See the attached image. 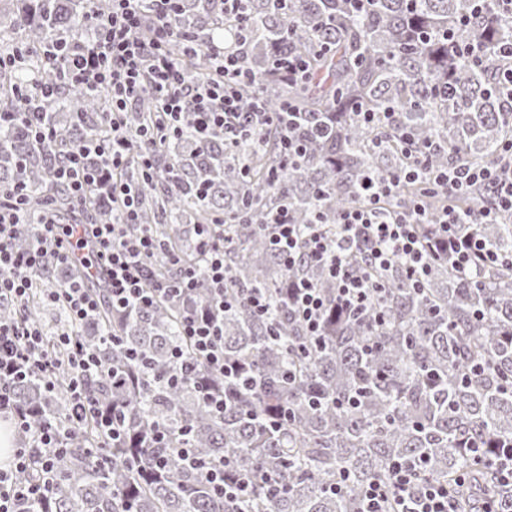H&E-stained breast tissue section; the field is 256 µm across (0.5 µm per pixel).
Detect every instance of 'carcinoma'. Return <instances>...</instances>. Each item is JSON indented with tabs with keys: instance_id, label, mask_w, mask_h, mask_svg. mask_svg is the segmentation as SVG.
<instances>
[{
	"instance_id": "cac0c4a2",
	"label": "carcinoma",
	"mask_w": 512,
	"mask_h": 512,
	"mask_svg": "<svg viewBox=\"0 0 512 512\" xmlns=\"http://www.w3.org/2000/svg\"><path fill=\"white\" fill-rule=\"evenodd\" d=\"M0 12V31L18 28L26 58L0 75L10 83L32 81L61 88L46 109L59 130L53 145L35 141L22 123L0 129V186L21 183L37 215L51 203L62 219L76 211L68 191L48 184L64 151L96 138L107 99L67 85L58 64L28 55L83 35L82 20L102 9L95 0H16ZM246 29L238 49L261 86L239 87L242 111L261 106L280 112L288 101L305 113L299 132L304 152L270 184L280 154V132L269 129L262 145L241 140L224 148L220 135L203 137L196 116L183 114L180 133L155 149L157 175L143 189L139 222L163 245L185 258L195 254L198 232L212 224L224 236V292L234 296L224 312V357L245 361L257 386L218 415L194 381L167 385L171 350L187 347L180 336L183 304H204L206 288L182 303L162 300L127 320L103 301L79 335L102 370L85 391L112 406L122 435L110 445L92 426L74 432L57 457L53 497L45 512H361L364 486L395 461L415 460L422 476L448 484L473 507L497 497L498 512H512V493L496 490L495 449L512 448V264L460 278L437 261L423 287L414 289L397 265L380 274L384 301L341 323L327 324L315 341L281 298L286 283L306 278L328 296L335 283L312 263L285 266L271 244L269 213L285 206L292 223L320 221L336 232V217L359 198L369 177L384 179L406 161L401 147L375 151L380 136L409 133L435 168L489 166L502 161L512 140V108L496 92L499 68L479 65L446 40L480 41L492 47L512 40V21L488 9L472 15L474 0H372L363 13L347 0H242ZM176 24L197 38V51L182 59L189 76L203 71L211 37L231 43L233 27L221 25L224 0H176ZM293 52L312 63L304 87L268 77L274 56ZM393 112L392 123H365L359 111ZM152 96L126 116L131 134L158 119ZM423 195L436 212L493 206L490 185L463 196L423 191L407 184L401 203ZM108 199L82 211L90 224L112 221ZM476 231L501 255H512V217ZM59 284L52 274L34 281L28 302L0 303V318L25 309L41 323L44 293ZM272 295L268 314L252 308L249 295ZM135 349L146 367L130 370L124 357ZM479 363L483 370L471 371ZM17 398L38 418L66 417L64 389L50 392L32 373L15 386ZM288 408V422L268 421ZM230 461L241 472L264 475L251 496L233 504L207 480L208 465Z\"/></svg>"
}]
</instances>
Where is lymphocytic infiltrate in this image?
I'll use <instances>...</instances> for the list:
<instances>
[{
	"label": "lymphocytic infiltrate",
	"instance_id": "f902f5d3",
	"mask_svg": "<svg viewBox=\"0 0 512 512\" xmlns=\"http://www.w3.org/2000/svg\"><path fill=\"white\" fill-rule=\"evenodd\" d=\"M174 0H112L106 15L89 14L90 36L73 47L50 48L51 56L63 64L67 80L86 91L106 92L110 100L108 132L98 140L73 148L53 169L54 181L66 185L76 204L107 190L110 200H122L121 221L102 224L74 222L59 224L44 216L31 221L27 199L21 185L0 189V301H25L37 272L81 264L84 272L101 271L113 309L130 314L150 307L161 299H178L196 288H209L215 304L209 308L187 307L181 315V331L189 348L174 347L173 363L167 375L176 384L193 376L198 364H205L211 377L223 379L225 392L200 387L204 402L215 411L230 404V390L250 377L247 365L224 357L222 330L218 323L233 299L224 292L227 271L224 267V242L207 231H200L195 263L161 249L151 232L138 224L136 190L127 178L131 164H138L143 180H151L155 170L149 144L178 133L177 123L186 110H193L200 132L220 134L225 146L240 138L260 141L271 127L281 133L280 158L270 170L271 180H279L287 163L301 157L303 146L292 129L302 115L293 106L281 112L243 113L238 86L249 79L238 50L223 41L212 42L206 54L205 75L188 78L171 51L186 40L171 21ZM151 93L170 123L146 127L129 135L120 119L127 109L138 104L144 93ZM44 91L23 95L21 112H0V127L22 121L35 140L56 143L59 133L38 101ZM420 182L432 190L460 194L475 184L488 182L496 187L492 208H478L472 218L476 224L497 223L501 214L512 213V166L491 169L466 165L435 169L423 152H416L409 166L394 171L387 179L372 180L362 187V198L343 210L336 222L335 236H328L320 225L307 227L291 223L284 210L272 212L268 219L272 242L284 265H294L305 257L321 265L336 283V295L327 298L312 281L299 279L287 283L286 300L307 336L319 338L329 307L351 315L370 304L380 303L385 286L377 272L400 264L406 281L420 287L434 261L447 258L462 276L476 270L503 265L504 258L489 249L477 232L461 233L464 216L448 210L430 219L422 201H414L380 214L378 204L397 198L401 186ZM432 223L431 241H424L420 226ZM26 234L29 245L16 248L18 234ZM164 260L176 269L174 283L153 279L151 267ZM45 302L66 309L71 328L58 336L68 352V388L71 408L64 426L43 422L33 424L29 413L10 389L13 382L38 371L48 390L60 383V364L44 344V332L26 316L0 319V417L6 416L26 440L14 452L11 463L0 467V512H16L22 499L48 502L53 492L50 469L58 452L65 449L72 429L94 421L99 433L112 440L121 432L112 412L101 409L83 391L86 378L97 374V357L83 348L78 328L96 314L99 300L77 280H66L46 294ZM43 458V472L35 481L20 484L16 472L29 466L32 456ZM361 512H460L457 500L447 485L424 479L419 466L399 462L384 477L370 481L362 495Z\"/></svg>",
	"mask_w": 512,
	"mask_h": 512
}]
</instances>
